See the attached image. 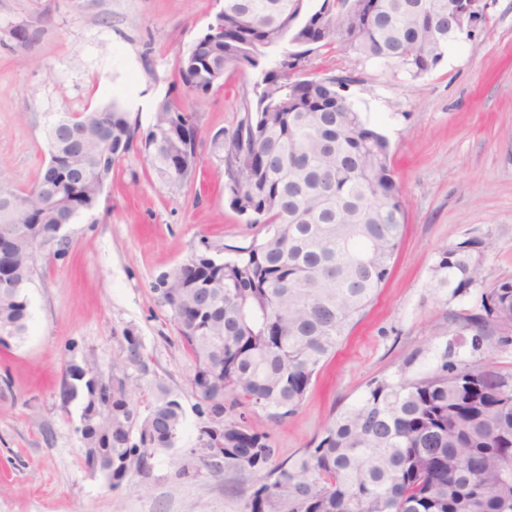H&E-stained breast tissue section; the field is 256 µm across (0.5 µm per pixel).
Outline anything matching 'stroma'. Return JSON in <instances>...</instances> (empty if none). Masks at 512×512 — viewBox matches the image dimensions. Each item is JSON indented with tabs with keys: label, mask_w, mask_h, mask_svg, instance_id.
I'll return each instance as SVG.
<instances>
[{
	"label": "stroma",
	"mask_w": 512,
	"mask_h": 512,
	"mask_svg": "<svg viewBox=\"0 0 512 512\" xmlns=\"http://www.w3.org/2000/svg\"><path fill=\"white\" fill-rule=\"evenodd\" d=\"M220 8L219 0H0V181L31 187L48 162L44 128L58 114L115 101L149 127L178 57ZM18 27L26 42L15 39ZM304 70L352 76L349 100L390 143L407 227L374 306L300 409L278 421L252 417L284 456L309 444L371 379L443 342L451 315L472 308L481 287L458 297L432 288L441 247L492 238L488 262L512 280V0H491L483 28L449 43L442 64L422 77L339 46L310 54ZM258 79L249 68L230 70L207 96L185 97L202 159L190 182L168 186L143 152L126 153L97 210L63 228L64 254L38 259L29 334L0 347V512H240L255 475L204 471L185 480L164 455L147 491L135 477L112 489L85 464L81 401L65 406L59 394L70 364L111 376L126 335H137L144 364L125 370L133 404L147 414L159 387L169 388L188 412L178 445L195 446L194 360L157 288L192 257L218 248L228 260L265 233L230 207L224 160L211 148L216 133L236 128Z\"/></svg>",
	"instance_id": "35a3bbf8"
}]
</instances>
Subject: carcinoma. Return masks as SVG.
I'll list each match as a JSON object with an SVG mask.
<instances>
[{"instance_id": "1", "label": "carcinoma", "mask_w": 512, "mask_h": 512, "mask_svg": "<svg viewBox=\"0 0 512 512\" xmlns=\"http://www.w3.org/2000/svg\"><path fill=\"white\" fill-rule=\"evenodd\" d=\"M448 0H223L213 25L176 64L174 86L202 98L229 69L260 72L235 130L214 135L229 205L263 239L234 259L194 257L162 281L164 306L195 368L189 385L202 419L197 444L176 448L185 412L161 390L146 416L126 379L85 378L68 366L61 401L83 395L78 429L87 467L117 488L174 454L181 479L257 473L242 512H512V373L493 353L512 344V280L498 279L490 240L438 251L435 287L464 295L492 282L476 307L454 316L470 356L453 340L372 379L326 420L313 444L286 457L248 413H295L322 365L373 303L390 274L405 207L390 145L345 95L350 76L304 75L300 62L336 44L394 63L413 78L443 61ZM193 112L180 96L157 101L143 133L112 101L65 113L45 129L49 161L27 191L0 183V346L27 336L36 255L60 242L61 224L95 210L117 159L140 142L155 176L179 187L201 159ZM112 368L142 363L141 341ZM224 409V433L206 429Z\"/></svg>"}]
</instances>
